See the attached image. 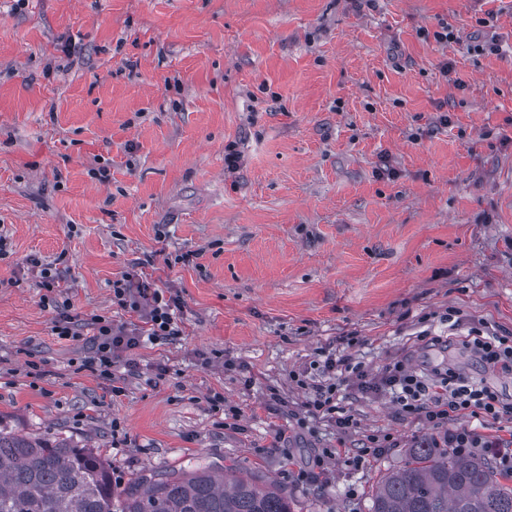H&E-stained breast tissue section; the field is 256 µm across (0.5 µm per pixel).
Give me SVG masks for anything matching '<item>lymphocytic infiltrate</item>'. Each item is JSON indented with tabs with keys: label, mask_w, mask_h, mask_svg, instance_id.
Instances as JSON below:
<instances>
[{
	"label": "lymphocytic infiltrate",
	"mask_w": 512,
	"mask_h": 512,
	"mask_svg": "<svg viewBox=\"0 0 512 512\" xmlns=\"http://www.w3.org/2000/svg\"><path fill=\"white\" fill-rule=\"evenodd\" d=\"M60 281L58 271L40 267L37 286L43 292V306L55 313L54 334L65 340L88 338L91 348L83 364L105 380L115 381L114 367L122 353L148 343L164 345L183 333L176 316L181 308L177 294L159 289L144 293L132 287L127 277L113 281V303L138 315L137 322L118 324L103 315L87 319L73 315L69 301L59 298ZM465 344L481 363L512 374V338L477 335L466 339ZM319 368L321 379L304 374L296 377L301 388L312 392L305 404L309 421L334 423L337 433L345 434L354 421L339 405L343 390L365 395L388 393L401 415L421 418L442 428L445 447L462 454L492 457L500 468L512 472V448L505 447L502 438L493 434L477 435L469 428L451 425L452 420L461 417H499L500 401L491 388L469 384L444 370L425 377L402 360L387 364L378 375L372 376L350 355L330 353L320 360Z\"/></svg>",
	"instance_id": "1"
}]
</instances>
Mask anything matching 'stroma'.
I'll use <instances>...</instances> for the list:
<instances>
[{
	"label": "stroma",
	"instance_id": "35a3bbf8",
	"mask_svg": "<svg viewBox=\"0 0 512 512\" xmlns=\"http://www.w3.org/2000/svg\"><path fill=\"white\" fill-rule=\"evenodd\" d=\"M1 234V426L87 446L120 485L232 465L293 512H369L443 432L349 392L346 446L389 448L301 479L340 438L300 423L321 350L445 364L512 405L461 341L512 336V0H0ZM35 258L83 318L136 321L127 274L177 292L182 336L124 354L112 395L87 340L54 335Z\"/></svg>",
	"mask_w": 512,
	"mask_h": 512
}]
</instances>
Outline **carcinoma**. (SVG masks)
<instances>
[{"label":"carcinoma","mask_w":512,"mask_h":512,"mask_svg":"<svg viewBox=\"0 0 512 512\" xmlns=\"http://www.w3.org/2000/svg\"><path fill=\"white\" fill-rule=\"evenodd\" d=\"M0 512H291V504L278 489L226 470L119 487L92 450L0 427ZM371 512H512V473L423 440L377 482Z\"/></svg>","instance_id":"obj_1"}]
</instances>
